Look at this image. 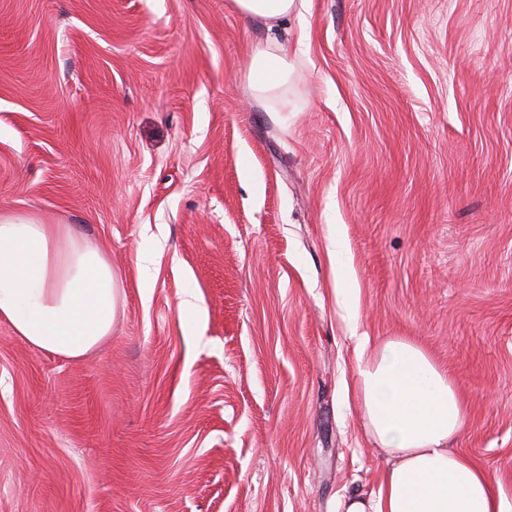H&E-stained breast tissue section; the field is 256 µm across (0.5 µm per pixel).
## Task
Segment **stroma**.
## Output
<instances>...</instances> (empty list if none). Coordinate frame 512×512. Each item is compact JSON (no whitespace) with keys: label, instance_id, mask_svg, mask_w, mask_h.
Segmentation results:
<instances>
[{"label":"stroma","instance_id":"1","mask_svg":"<svg viewBox=\"0 0 512 512\" xmlns=\"http://www.w3.org/2000/svg\"><path fill=\"white\" fill-rule=\"evenodd\" d=\"M0 212L120 288L79 359L0 319V512H333L386 468L358 336L446 369L512 486V0H0ZM235 9L273 28L293 15H300L303 4L296 0H231ZM290 73L291 66L280 54L277 41H268L252 58L249 88L259 98L276 100L281 88L288 83Z\"/></svg>","mask_w":512,"mask_h":512}]
</instances>
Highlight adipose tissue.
Wrapping results in <instances>:
<instances>
[{"label":"adipose tissue","instance_id":"adipose-tissue-1","mask_svg":"<svg viewBox=\"0 0 512 512\" xmlns=\"http://www.w3.org/2000/svg\"><path fill=\"white\" fill-rule=\"evenodd\" d=\"M267 26L299 14L297 0H232ZM291 73L277 41L251 61L249 88L280 95ZM118 282L68 224L0 213V318L31 347L79 358L112 330ZM355 382L367 430L387 461L376 492L342 497L336 512H512V487L449 450L467 425L458 387L426 351L400 338L357 337Z\"/></svg>","mask_w":512,"mask_h":512}]
</instances>
